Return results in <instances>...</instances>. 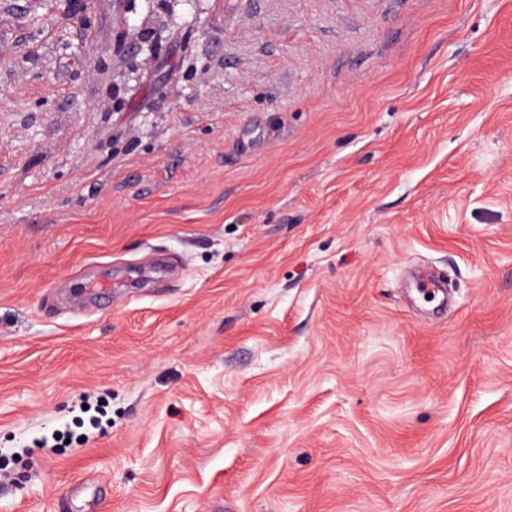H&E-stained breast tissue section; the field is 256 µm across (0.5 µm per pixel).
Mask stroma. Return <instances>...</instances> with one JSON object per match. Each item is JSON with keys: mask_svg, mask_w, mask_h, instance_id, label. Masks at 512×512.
<instances>
[{"mask_svg": "<svg viewBox=\"0 0 512 512\" xmlns=\"http://www.w3.org/2000/svg\"><path fill=\"white\" fill-rule=\"evenodd\" d=\"M87 477L512 512V0H0V512Z\"/></svg>", "mask_w": 512, "mask_h": 512, "instance_id": "1", "label": "stroma"}]
</instances>
